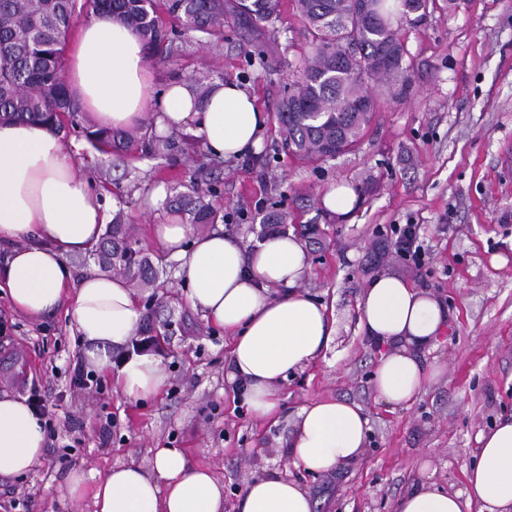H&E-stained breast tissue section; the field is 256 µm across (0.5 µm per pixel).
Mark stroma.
<instances>
[{
    "label": "stroma",
    "mask_w": 512,
    "mask_h": 512,
    "mask_svg": "<svg viewBox=\"0 0 512 512\" xmlns=\"http://www.w3.org/2000/svg\"><path fill=\"white\" fill-rule=\"evenodd\" d=\"M294 0H279L278 16L262 29L234 25L214 45L191 40L152 61L157 86L173 78L232 80L255 96L269 116L256 152L199 169L182 153L123 157L95 150L65 129L78 168L109 175V213L166 272L154 285L132 283L141 323L168 370L164 392L126 401L104 376L79 389L70 380L82 363L78 336L64 314L33 321L16 313L0 291V392L39 388L58 432L27 474L0 477V512H92L71 501L67 477L80 470L103 477L114 465L150 466L152 451L186 449L194 464L224 483L225 512H234L245 485L269 470L287 472L309 491L315 512H397L414 486L432 482L465 489L477 437L512 413V0H436L420 21H400L408 90L382 95L370 124L349 152L308 162L284 150L273 114L300 77L310 48ZM265 61H257L260 45ZM217 177L216 200L225 233L244 248L261 240L260 211L278 204L292 212L291 229L308 254L302 291L332 301L336 334L324 357L289 374L281 386L277 423L254 416L226 379L224 332L187 300L178 264L151 238L166 212L148 204L135 180L165 193ZM358 201L343 218L324 211L320 195L339 185ZM316 225L308 234L307 225ZM396 224H416L429 252L421 269L394 254L373 264ZM393 273L428 291L448 309V331L425 363L439 376L408 406L378 401L373 373L377 348L358 324L357 301L369 281ZM359 404L369 419L362 458L340 472L309 474L288 467V436L300 408L316 399Z\"/></svg>",
    "instance_id": "stroma-1"
}]
</instances>
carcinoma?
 Here are the masks:
<instances>
[{
	"instance_id": "obj_1",
	"label": "carcinoma",
	"mask_w": 512,
	"mask_h": 512,
	"mask_svg": "<svg viewBox=\"0 0 512 512\" xmlns=\"http://www.w3.org/2000/svg\"><path fill=\"white\" fill-rule=\"evenodd\" d=\"M435 0H374L376 16L355 13L354 0H295L313 46L303 58L300 80L277 106L284 147L298 156L327 160L335 146L348 151L359 141L376 112L373 84L385 81L395 97L406 94V49L394 25L397 16L420 19ZM277 0H0V122L37 121L60 131L75 128L81 106L68 93L64 50L83 14L107 12L120 17L143 41L147 57L172 52L193 33L220 42L233 20L246 28L268 24ZM82 132L106 154L121 155L141 146L155 158L175 148L167 135L147 136L139 129L114 131L86 125ZM217 185L176 192L164 208L189 224H213L218 210ZM288 223V213L274 206L261 216L264 231ZM94 252L98 263L130 280L153 283L159 270L135 248L117 219Z\"/></svg>"
}]
</instances>
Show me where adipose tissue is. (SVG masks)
Wrapping results in <instances>:
<instances>
[{
	"instance_id": "adipose-tissue-1",
	"label": "adipose tissue",
	"mask_w": 512,
	"mask_h": 512,
	"mask_svg": "<svg viewBox=\"0 0 512 512\" xmlns=\"http://www.w3.org/2000/svg\"><path fill=\"white\" fill-rule=\"evenodd\" d=\"M66 81L93 124L126 130L144 113L160 129L189 131L204 151L237 158L255 151L267 115L245 87L211 83L197 96L181 79L156 90L142 40L112 15L96 13L68 53ZM101 193L78 173L61 133L37 122L0 124V289L18 313L39 319L64 312L81 338L85 358L136 402L157 395L168 373L159 354L131 349L141 318L122 277L95 270L76 275L71 258L104 234ZM154 240L177 260L191 306L231 339L227 380L240 387L253 414L277 420L280 387L289 373L324 356L333 336L326 303L299 290L308 269L304 243L293 233L266 235L253 249L221 232L193 233L178 215L152 227ZM359 326L378 348L374 389L386 404L412 402L439 374L422 361L444 336L448 310L398 275L370 280L357 302ZM362 407L341 398L304 405L288 441V462L310 474L348 467L367 445ZM44 417L26 397L0 393V477L21 476L43 457ZM464 492L420 484L398 512H512V414L480 433ZM71 500L91 498L93 512H224V485L194 465L181 448L156 449L151 467L113 466L89 482L81 471L67 482ZM296 479L272 473L251 480L237 512H314Z\"/></svg>"
}]
</instances>
